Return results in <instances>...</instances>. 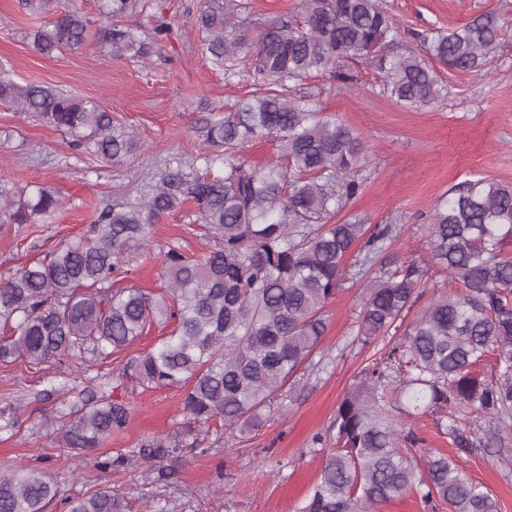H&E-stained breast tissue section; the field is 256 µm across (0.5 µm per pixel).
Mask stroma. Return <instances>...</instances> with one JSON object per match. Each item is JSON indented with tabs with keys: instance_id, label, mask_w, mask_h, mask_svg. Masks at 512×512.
I'll return each instance as SVG.
<instances>
[{
	"instance_id": "stroma-1",
	"label": "stroma",
	"mask_w": 512,
	"mask_h": 512,
	"mask_svg": "<svg viewBox=\"0 0 512 512\" xmlns=\"http://www.w3.org/2000/svg\"><path fill=\"white\" fill-rule=\"evenodd\" d=\"M379 3L408 30V46L414 43V32L445 30L487 13L497 17L502 29L498 51L486 69H440L447 94L429 107L406 109L382 97L380 73L362 60L346 66L352 82L321 73L302 85L316 96L325 115L359 132L370 147L372 161L363 186L339 220L359 219L371 227L400 219L404 231L384 251V259L429 267L407 313L412 319L435 294L457 288L446 272L428 264L424 241L433 203L468 180L512 183V0ZM200 5V0H151L146 11L123 17V26L152 45L148 60L142 61L110 57L105 44L39 54L31 36L47 25V18L26 15L17 0H0V66L10 68L19 83L102 101L114 121L133 130L140 141L139 151L119 164L81 156L63 131L0 102V177L20 186L44 184L63 201L47 220L0 224V281L83 235L103 209L116 198L135 194L173 158L197 163L202 152L197 118L208 111L225 112L248 93L249 72L228 81L223 70L203 58L195 27ZM160 18L169 23L170 33L157 43L153 28ZM149 245L155 252L178 245L200 254L205 239L193 206L184 205L155 224ZM365 285L362 279L344 281L325 308L322 342L258 427L244 434L225 433L210 448L169 459L170 476L163 482L122 467L102 474L59 457L38 429L40 421L56 418L58 401L40 400L36 394L56 378L67 377L83 387L96 376H112L127 359L168 335L169 326L150 325L127 349L82 368L54 361L0 363V405L20 402L27 414L14 434H0V467L39 463L72 496L112 486L123 494L127 512H299L333 447L329 440L317 442V435L326 432L364 369L397 341L393 335L369 345L359 340ZM122 398L130 405V422L113 433L104 452L114 455L140 447L145 439L172 434L189 421L181 389H140ZM463 465L497 499L500 512H512V470L502 465L495 449L474 448Z\"/></svg>"
}]
</instances>
